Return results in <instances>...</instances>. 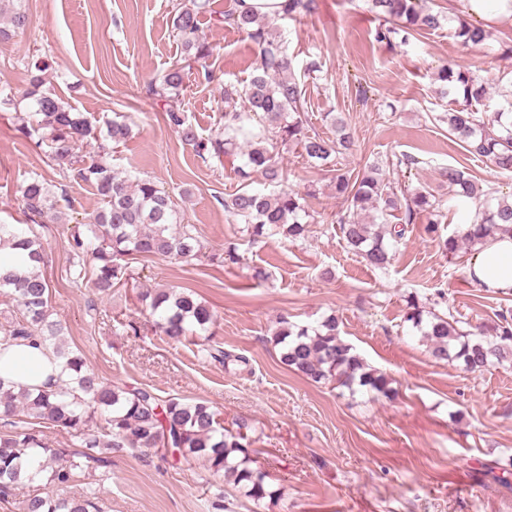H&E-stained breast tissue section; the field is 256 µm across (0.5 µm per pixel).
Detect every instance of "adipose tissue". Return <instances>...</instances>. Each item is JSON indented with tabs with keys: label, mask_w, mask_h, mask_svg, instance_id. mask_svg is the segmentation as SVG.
Here are the masks:
<instances>
[{
	"label": "adipose tissue",
	"mask_w": 512,
	"mask_h": 512,
	"mask_svg": "<svg viewBox=\"0 0 512 512\" xmlns=\"http://www.w3.org/2000/svg\"><path fill=\"white\" fill-rule=\"evenodd\" d=\"M466 274L470 280L492 292L512 291V229L477 248ZM60 361L43 346L22 341L0 351V380L32 388L47 387L63 379Z\"/></svg>",
	"instance_id": "ef3b65f1"
}]
</instances>
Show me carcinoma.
I'll use <instances>...</instances> for the list:
<instances>
[{
    "label": "carcinoma",
    "instance_id": "1",
    "mask_svg": "<svg viewBox=\"0 0 512 512\" xmlns=\"http://www.w3.org/2000/svg\"><path fill=\"white\" fill-rule=\"evenodd\" d=\"M23 0H0V41L28 25ZM315 0H281L275 17L243 8V0H230L220 14L221 22L246 35L256 57V74L238 89L224 87V99L240 100V108L224 112L222 132L203 139L181 109L180 96L192 81H208L207 65L213 49L201 35V17L211 11L210 0H183L177 4L171 25L181 41L182 52L150 87L153 99L164 103L165 118L187 145L204 162L232 161L235 178L243 185L224 200V209L251 228L253 239L281 235L291 240L305 238L313 223L307 197L282 187L284 175L276 161L278 144H293L310 164L334 171L330 178L342 208L332 223L347 245L371 267L385 270L395 257L385 239L402 240L408 225L421 215L428 216L424 230L453 260L464 249L482 245L504 224H512V201L480 206L470 223L456 235L443 236L441 217L444 200L424 187H402L389 178L383 165L373 162L353 172L341 171L335 160L350 153L353 141L343 117L330 114L335 135L323 136L308 130L303 85L294 70V59L283 48L274 19L297 21L313 13ZM378 27L375 39L388 45L407 39L413 32L432 31L447 17L424 5V0H371ZM453 38L464 46H481L490 37L488 25L457 18L451 26ZM49 65L36 60L29 67L28 87L16 95L8 82L0 80V112H15L36 147L48 148V158L60 174L90 185L99 198V207L88 222L77 223L72 248L78 258L76 278L89 279L94 288L106 293L130 279L127 258L164 256L189 262L205 257L204 245L181 224L171 196L154 181L121 175L109 161L112 147L125 143L131 135L124 121L106 124L105 141H99L97 127L81 112L74 111L56 91L47 86ZM438 79L461 94L464 103L479 101L486 94L482 81L469 73L444 67ZM448 125V135L464 145L467 153L484 158L502 174H512V111L481 115L469 108H450L437 116ZM98 142L81 155L80 148ZM273 187L265 192L251 189L256 177ZM448 189L459 199L476 200L488 195L462 167L443 172ZM26 211L40 219L56 220L66 210H74V199L65 189L56 192L46 179L36 174L22 188ZM28 252L39 267L29 273L7 271L0 275V290H10L13 314L0 329V340H36L62 361L69 379L50 389L32 391L0 382V500L22 497V512H90V498L53 497L27 494L36 475L62 491L75 481L82 466L64 459L63 453L43 442L37 424H48L75 434L86 448L82 457L97 462L102 448H164L184 460L203 459L224 479L244 490L255 504L273 500L266 473L255 466L256 450L246 436L224 428L218 412L203 401L179 398L162 400L150 389L120 387L100 380L77 355L62 351L54 339L61 328L51 320L50 282L41 270L46 249L31 229L0 224V243ZM213 255L208 260L214 261ZM220 263L241 264L238 247H224ZM160 333L172 343L209 330L214 312L188 292L151 289L140 293ZM404 321L420 333L430 355L438 362H457L472 373L484 371L497 361H512V313L502 312L497 321L463 331L448 315L427 308L414 294L406 297ZM271 341L280 348V362L316 384L335 383L351 392L364 390L376 399L391 400L396 394L392 379L370 366L347 343L338 330L336 317L316 325H301L282 314Z\"/></svg>",
    "mask_w": 512,
    "mask_h": 512
}]
</instances>
